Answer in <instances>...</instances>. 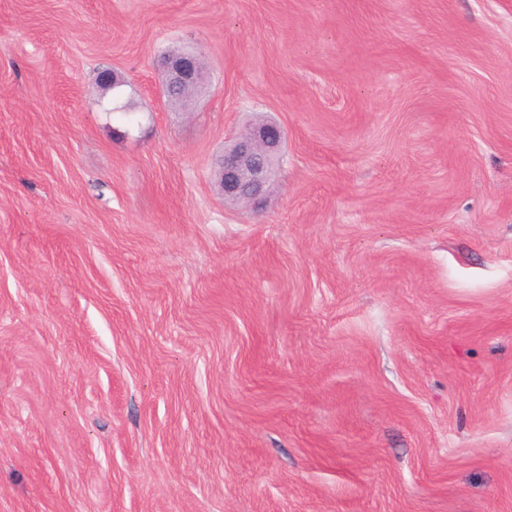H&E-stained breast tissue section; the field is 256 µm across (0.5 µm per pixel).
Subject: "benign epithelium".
I'll list each match as a JSON object with an SVG mask.
<instances>
[{
	"label": "benign epithelium",
	"instance_id": "1",
	"mask_svg": "<svg viewBox=\"0 0 512 512\" xmlns=\"http://www.w3.org/2000/svg\"><path fill=\"white\" fill-rule=\"evenodd\" d=\"M162 94L188 103L202 95L206 71L198 54L174 50L161 58ZM283 143L280 127L270 121L256 123L224 148L217 165V184L224 198L257 204L270 187Z\"/></svg>",
	"mask_w": 512,
	"mask_h": 512
}]
</instances>
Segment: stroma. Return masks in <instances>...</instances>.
Here are the masks:
<instances>
[{"instance_id": "stroma-1", "label": "stroma", "mask_w": 512, "mask_h": 512, "mask_svg": "<svg viewBox=\"0 0 512 512\" xmlns=\"http://www.w3.org/2000/svg\"><path fill=\"white\" fill-rule=\"evenodd\" d=\"M0 512H512V0H0ZM161 67L163 69L162 94L168 101L181 99L190 104L202 95L207 79L198 54L179 50L170 51L162 56ZM175 95L179 96L172 97ZM283 143L280 127L270 121L256 123L219 156L217 184L224 200L259 203L270 187Z\"/></svg>"}]
</instances>
